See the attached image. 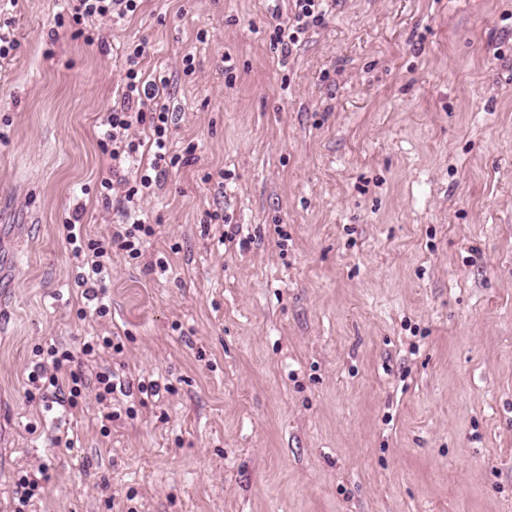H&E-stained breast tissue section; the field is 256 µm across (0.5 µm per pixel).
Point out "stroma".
Masks as SVG:
<instances>
[{
  "label": "stroma",
  "instance_id": "obj_1",
  "mask_svg": "<svg viewBox=\"0 0 512 512\" xmlns=\"http://www.w3.org/2000/svg\"><path fill=\"white\" fill-rule=\"evenodd\" d=\"M66 11L0 0V512L41 466L29 512H512V0H332L286 56L267 0ZM138 46L193 161L142 205L165 271L113 250L81 320L64 225L126 221L98 137ZM113 334L94 370L166 391L106 430L27 398Z\"/></svg>",
  "mask_w": 512,
  "mask_h": 512
}]
</instances>
